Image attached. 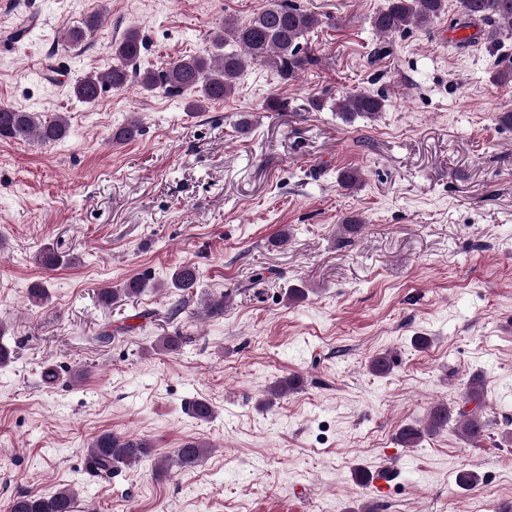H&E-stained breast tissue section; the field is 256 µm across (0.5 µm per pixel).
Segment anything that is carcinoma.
I'll use <instances>...</instances> for the list:
<instances>
[{"label":"carcinoma","mask_w":512,"mask_h":512,"mask_svg":"<svg viewBox=\"0 0 512 512\" xmlns=\"http://www.w3.org/2000/svg\"><path fill=\"white\" fill-rule=\"evenodd\" d=\"M461 17L456 25L471 28L493 19L499 25L494 37H512V0H459ZM447 9L446 0H387L386 6L372 17V26L381 35L403 33L406 30L427 28ZM321 23L319 16L303 8L296 0H268V5L246 23L228 19L209 37L211 49L204 54L177 57L159 68H136L146 43L136 28L128 29L112 47V63L101 72H90L77 78L72 90L78 101L94 103L107 88L124 89L136 81L145 91L157 88L171 96L191 98L189 107L198 111L204 104L222 101L233 96L237 80L248 64H262L274 70L281 81L290 83L298 76L320 64L315 51L304 45L307 34ZM98 27V15L88 16L83 25L70 28L62 49L82 45ZM386 99L367 92L347 93L336 100L335 111L347 122L358 116L374 118L383 111ZM68 117L63 113L51 115L42 112H24L9 105L0 106V139L25 142L33 137L45 143H54L67 137ZM143 127L136 119L127 121L112 133L117 142H130L142 135ZM45 270L74 262L61 259L55 250L46 247L35 258ZM197 270L190 265L175 269L170 278L171 287L187 291L196 286ZM161 284L135 277L114 287L97 290L98 301L110 306L120 297L136 298L149 288ZM302 380L288 376L270 387V394L281 396L299 389ZM462 406L455 408L438 404L431 408L422 424L402 426L397 439L405 448L417 446L425 437L452 427L469 442L487 436L490 420L484 415V391L474 379L461 396ZM207 453V446L189 440L177 449L168 465L191 467ZM152 456V445L132 435L103 432L95 436L86 448V468L94 474H107L121 466L134 467ZM77 494L71 489H60L51 495L25 493L12 499L9 512H74Z\"/></svg>","instance_id":"carcinoma-1"}]
</instances>
